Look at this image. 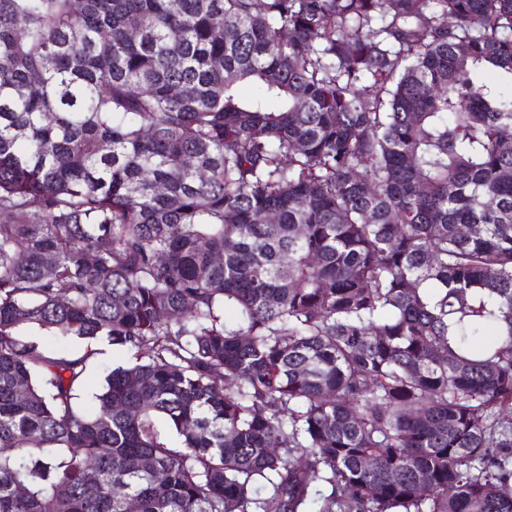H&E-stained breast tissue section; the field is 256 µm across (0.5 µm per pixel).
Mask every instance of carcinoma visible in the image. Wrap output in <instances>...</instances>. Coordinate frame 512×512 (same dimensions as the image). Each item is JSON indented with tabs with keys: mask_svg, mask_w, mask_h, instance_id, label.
Wrapping results in <instances>:
<instances>
[{
	"mask_svg": "<svg viewBox=\"0 0 512 512\" xmlns=\"http://www.w3.org/2000/svg\"><path fill=\"white\" fill-rule=\"evenodd\" d=\"M511 412L512 0H0V512H512ZM101 345V353L90 362L88 386L82 394L83 399L87 402L92 401V394L96 392L105 375L112 369V364L125 358V355L113 349L112 345L106 342Z\"/></svg>",
	"mask_w": 512,
	"mask_h": 512,
	"instance_id": "cac0c4a2",
	"label": "carcinoma"
}]
</instances>
